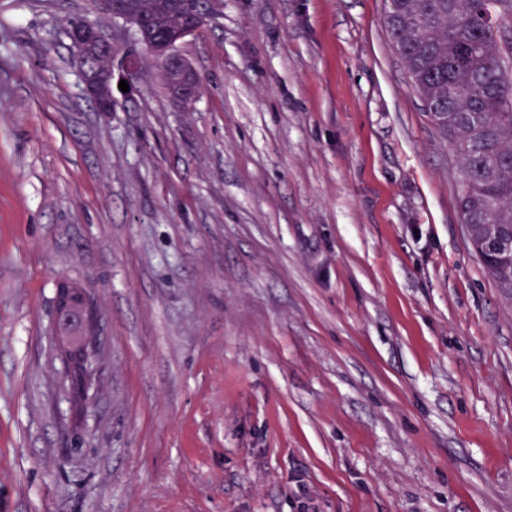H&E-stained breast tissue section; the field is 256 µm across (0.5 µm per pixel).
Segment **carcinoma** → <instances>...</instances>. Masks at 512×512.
<instances>
[{
	"label": "carcinoma",
	"mask_w": 512,
	"mask_h": 512,
	"mask_svg": "<svg viewBox=\"0 0 512 512\" xmlns=\"http://www.w3.org/2000/svg\"><path fill=\"white\" fill-rule=\"evenodd\" d=\"M166 0H115L118 13L142 16L163 33L180 23ZM384 24L395 52L419 92L432 125L459 165L461 224L471 247L487 232L512 241V0H385ZM484 267L512 296V258L486 255ZM90 302L62 281L56 307L65 340L61 354L73 388L86 386Z\"/></svg>",
	"instance_id": "obj_1"
}]
</instances>
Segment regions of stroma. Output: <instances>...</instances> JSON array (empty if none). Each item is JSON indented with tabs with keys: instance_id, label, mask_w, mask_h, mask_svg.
<instances>
[{
	"instance_id": "obj_1",
	"label": "stroma",
	"mask_w": 512,
	"mask_h": 512,
	"mask_svg": "<svg viewBox=\"0 0 512 512\" xmlns=\"http://www.w3.org/2000/svg\"><path fill=\"white\" fill-rule=\"evenodd\" d=\"M76 13L0 0V512H512V301L384 0H224L190 107L143 52L111 112ZM498 288L508 298L512 296V258L504 261L495 254H487L482 262ZM89 302L90 298L83 289L65 281L58 284L56 307L62 336L66 337L62 343L61 354L67 365L72 387L82 391L89 374L85 351L87 327L83 320V314Z\"/></svg>"
}]
</instances>
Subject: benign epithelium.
<instances>
[{"instance_id":"obj_1","label":"benign epithelium","mask_w":512,"mask_h":512,"mask_svg":"<svg viewBox=\"0 0 512 512\" xmlns=\"http://www.w3.org/2000/svg\"><path fill=\"white\" fill-rule=\"evenodd\" d=\"M223 6L224 0H206L202 10L193 12L182 20L181 26L157 38L143 30L141 18L131 17L136 41L164 65L163 72L169 76V91L182 107H188L195 101L199 94V81L191 63L178 54V47L200 33ZM69 42L81 69L85 95L96 103L99 111H112L115 71H120V77L125 81H135L139 72L138 58L128 55L121 59L120 64H115L116 35L105 33L89 21L71 32Z\"/></svg>"}]
</instances>
